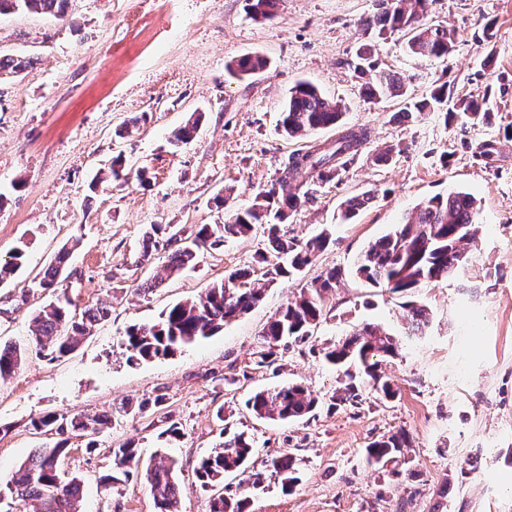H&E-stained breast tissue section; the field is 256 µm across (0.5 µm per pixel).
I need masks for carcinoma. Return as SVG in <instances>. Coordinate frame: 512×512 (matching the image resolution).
<instances>
[{"label":"carcinoma","instance_id":"carcinoma-1","mask_svg":"<svg viewBox=\"0 0 512 512\" xmlns=\"http://www.w3.org/2000/svg\"><path fill=\"white\" fill-rule=\"evenodd\" d=\"M67 0H0V15L17 11L49 14L58 18L66 15ZM280 0H248L247 9L256 20L275 16ZM429 0H379L380 11L360 20L363 34L376 30L378 34L404 32L409 34L407 47L417 57L439 59L447 57L454 47L456 32L440 24L426 22ZM357 69L371 71L374 79L363 90L371 99L398 97L404 94L403 83L392 71L378 69L372 46L362 45ZM30 65L25 57L0 54V78L17 77ZM268 61L258 55H246L227 64L233 75L247 76L266 69ZM443 112L452 117L461 111L478 123H487L492 112L486 98L470 96L452 101L448 84L434 85L431 90L406 107L401 116L413 112ZM344 112L341 105L327 98L313 84L301 81L290 92L281 112L280 129L289 139L303 137L313 131L338 126L340 131L332 142L312 145L290 155L280 176L269 188L259 192L255 202L237 208L222 224H198L187 228L181 224H151L143 236L138 263L152 258L159 242L175 245L165 256L163 268L167 276L195 268L201 254L224 246L228 238L245 236L255 226L267 231L264 247L257 250L258 267L230 273L224 281L212 285L191 301L178 302L163 310L155 323L133 324L123 338L128 359L150 360L165 357L213 336L239 315L249 311L263 298L265 287L278 278L303 270L317 255L332 243L325 229L303 244L280 233V224L291 211L310 194L311 179L330 181L338 175L367 141L363 131L342 128ZM200 117L190 115L169 137V144L180 147L191 142ZM373 197L368 193L346 199L341 203V219L357 216ZM478 201L470 193L452 189L447 195H434L423 200L414 213L398 227L371 242L357 259L354 275L373 286L393 293L412 296L423 285L452 276L464 269L465 245L478 233ZM70 250L62 247L43 272L34 287L44 291L58 288ZM25 261V250L15 249L12 259L0 264V284L17 276ZM342 272L327 271L310 287L277 310L260 335L256 364L260 367L275 362L276 350L292 338L305 341L310 337L323 314L324 294L336 287ZM72 302L61 293L40 307L32 318L31 334L26 342L0 345V379L18 373L29 353L49 361L61 358L77 349L82 339L111 314L107 306L87 307L80 312L71 309ZM408 311L406 334L420 335L430 323L424 305L415 301L405 304ZM400 343L395 335L378 324H365L343 341L324 348V359L343 372L341 387L329 396L331 404L354 403L359 399L358 378L366 377L371 387L389 400L398 390L380 372V365L398 355ZM162 395L148 396L132 404L124 402L112 410V415L76 414L71 417L43 415L31 422L35 430L52 431L58 440L51 447L34 451L15 471L7 485L13 502L20 506L36 503V512H81L83 485L81 480L61 477L62 457L71 439L84 442L86 452L97 448L98 436L112 417L144 414L163 405ZM321 399L301 384L292 383L273 390L254 393L246 405L258 419L296 421L314 412ZM409 435L397 432L372 441L366 448L370 464H399L403 449L408 447ZM254 450L253 442L239 433L202 458L195 468L201 487L224 485V477L242 468ZM112 471L102 476L101 484L110 490L129 481L131 463H139V449L126 442L112 449ZM272 466L282 476L283 488L291 489L298 481L296 460L283 454L272 460ZM178 462L162 453H155L148 464L145 477L157 512H179V484L176 481ZM244 496H215L210 512H245Z\"/></svg>","mask_w":512,"mask_h":512}]
</instances>
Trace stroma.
<instances>
[{
    "label": "stroma",
    "mask_w": 512,
    "mask_h": 512,
    "mask_svg": "<svg viewBox=\"0 0 512 512\" xmlns=\"http://www.w3.org/2000/svg\"><path fill=\"white\" fill-rule=\"evenodd\" d=\"M377 0H280L274 18L256 20L245 0H70L65 19L18 12L0 16V52L30 58L17 78L0 79V262L25 245V268L0 284V342L25 341L30 319L48 296L32 279L67 242L76 241L60 287L77 308L109 305L72 354L29 357L0 380V490L47 436L31 427L44 414H107L125 400L165 395L160 409L127 415L106 428L94 452L74 439L63 468L84 480L83 512H155L149 487L135 476L120 490L99 483L112 450L131 441L149 459L165 447L181 471L180 512H209L212 491L194 475L198 459L222 442V427L252 438L247 472L228 475L245 487L249 512H512V0H431L429 20L454 29L447 59L408 52L403 33L371 36L380 69L398 73L405 96L375 103L355 71L361 18ZM245 54L266 70L237 78L226 66ZM313 83L340 102L345 126L369 139L338 176L315 182L283 224L306 242L330 229L334 242L300 274L269 286L254 308L207 339L172 356L129 363L127 327L151 322L167 306L193 299L228 272L254 265L263 235L234 238L205 252L196 269L164 276V250L136 265L152 224H214L225 214L214 199L234 187L236 205L278 177L290 154L336 138L323 129L297 140L280 135V111L297 82ZM454 97L489 95L491 123L439 112L401 117L407 100L437 83ZM202 119L194 139L169 145L191 113ZM128 126L124 136L116 129ZM492 142L493 164L475 149ZM389 147V161L377 159ZM125 160V183H89L112 158ZM148 167L150 187L135 172ZM462 188L478 200V240L466 248L459 276L419 288L431 321L404 333L406 299L358 279L352 268L369 242L402 224L424 199ZM374 200L349 223L338 218L349 197ZM343 279L325 294L308 340L288 341L272 366L254 353L268 319L324 271ZM160 276L153 292L140 293ZM374 322L399 335L398 356L381 369L400 393L380 398L363 387L358 405H320L295 422L256 419L250 395L288 382L320 397L341 376L322 348ZM235 384H227L228 376ZM182 435L161 443L166 420ZM405 431L409 470L367 465L376 437ZM290 453L299 481L285 491L271 465ZM261 474V487L248 485Z\"/></svg>",
    "instance_id": "obj_1"
}]
</instances>
